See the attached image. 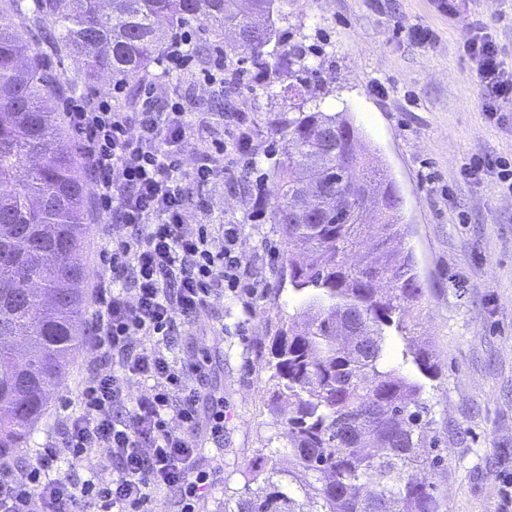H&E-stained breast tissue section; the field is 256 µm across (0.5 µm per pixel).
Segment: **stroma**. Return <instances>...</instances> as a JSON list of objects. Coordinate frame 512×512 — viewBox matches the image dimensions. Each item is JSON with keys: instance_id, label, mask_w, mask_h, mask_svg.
Masks as SVG:
<instances>
[{"instance_id": "35a3bbf8", "label": "stroma", "mask_w": 512, "mask_h": 512, "mask_svg": "<svg viewBox=\"0 0 512 512\" xmlns=\"http://www.w3.org/2000/svg\"><path fill=\"white\" fill-rule=\"evenodd\" d=\"M470 20L483 22L512 61V0H462L456 18L439 12L437 0H288L277 27L285 47L299 44L315 57L321 110L353 118L361 152L385 164L403 199L411 226L404 248L425 289L413 336L440 370L424 385L446 462L425 477L446 492L448 512H498L502 481L512 475V194L490 177L468 181L463 169L478 156L512 162V131L486 115L463 49ZM416 27L430 31V39L411 40ZM23 35L48 53L49 71L60 83H77L88 97L111 93L110 75L84 84L78 60L50 55L48 30L30 27ZM223 77L212 62L194 59L170 76L152 67L147 82L162 99L180 102L193 124L180 173L185 231L244 225L240 249L249 256L262 241L281 243L270 205L258 210L254 202L258 190H270L269 174L282 158L272 120L290 110L279 93L288 77L272 69L262 76L247 72L230 87L233 113L220 117L208 105ZM377 81L384 93L374 92ZM240 113L252 138L248 157L234 146ZM220 141L227 151L215 159L217 175L197 182L191 170L200 152ZM114 221L91 215L81 254L85 295L102 272L103 227ZM265 276L266 293L252 307L228 295L174 333L176 358L207 359L206 384L224 396V438L220 448L204 450L202 461L219 473L199 512H224L225 486H242L249 461L287 442L285 415L268 407V342L287 318L301 323L305 317L284 261ZM90 357L86 346L75 354L31 438L10 449L5 463L26 465L54 442L63 406L75 401Z\"/></svg>"}]
</instances>
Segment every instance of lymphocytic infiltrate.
Listing matches in <instances>:
<instances>
[{
	"label": "lymphocytic infiltrate",
	"instance_id": "f902f5d3",
	"mask_svg": "<svg viewBox=\"0 0 512 512\" xmlns=\"http://www.w3.org/2000/svg\"><path fill=\"white\" fill-rule=\"evenodd\" d=\"M464 50L497 124L512 106V63L485 24L469 22ZM142 109L127 112L108 99L76 94L66 117L81 136L90 162L95 209L117 211L100 254L109 274L94 285L90 319L92 369L79 393L80 411L62 419L54 444L35 463L14 471L0 466V512H63L80 501L84 512H139L153 490L176 488L181 512H196L210 478L200 467L206 443L224 435V399L202 385L206 364L178 361L171 339L178 322H191L212 301L231 292L248 300L263 295L257 271L273 257L263 243L253 260L238 244L243 227L183 228L187 200L177 175L192 125L180 103L158 114L153 88ZM146 382L137 396L126 383ZM209 401L201 421L197 407ZM177 426H170V419ZM107 459L112 479L95 475ZM80 460L90 475L75 481L53 474L58 460Z\"/></svg>",
	"mask_w": 512,
	"mask_h": 512
}]
</instances>
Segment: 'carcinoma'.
<instances>
[{"label": "carcinoma", "instance_id": "1", "mask_svg": "<svg viewBox=\"0 0 512 512\" xmlns=\"http://www.w3.org/2000/svg\"><path fill=\"white\" fill-rule=\"evenodd\" d=\"M0 0V458L30 434L72 356L86 298L73 261L83 248L87 178L59 125L56 81L42 54L22 37L50 25L52 51L82 59L84 80L107 73L127 83L149 73L170 28L197 22L214 40L193 46L206 57L234 50L261 72L288 74L281 91L295 111L276 119L283 161L272 175V223L278 225L288 282L303 296L307 325L282 323L267 367L276 406H288V465L280 451L248 465L240 488L224 487V512H448L443 493L423 476L442 467L424 385L403 372L412 364L432 380L437 366L417 349L408 323L424 297L412 258L396 259L407 235L392 178L353 151L359 128L340 112L308 107L317 68L302 49H280L273 15L288 0ZM317 174L331 186L348 176L376 184L370 220L330 211L319 221H288L289 195ZM365 237L372 251L355 265ZM403 347L386 362L387 333Z\"/></svg>", "mask_w": 512, "mask_h": 512}]
</instances>
